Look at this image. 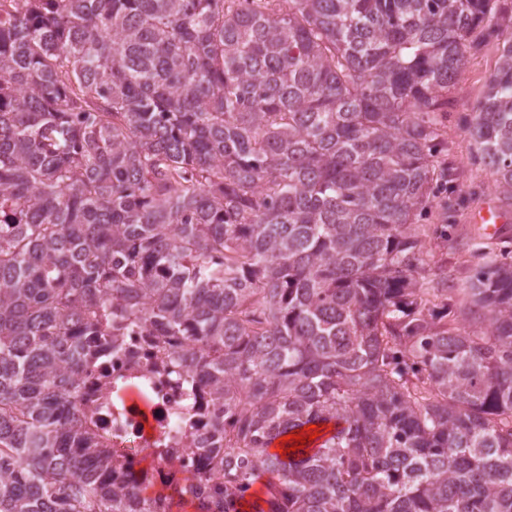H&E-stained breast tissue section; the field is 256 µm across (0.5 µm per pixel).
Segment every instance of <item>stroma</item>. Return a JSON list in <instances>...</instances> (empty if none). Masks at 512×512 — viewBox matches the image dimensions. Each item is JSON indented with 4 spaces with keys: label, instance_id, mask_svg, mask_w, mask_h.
I'll list each match as a JSON object with an SVG mask.
<instances>
[{
    "label": "stroma",
    "instance_id": "stroma-1",
    "mask_svg": "<svg viewBox=\"0 0 512 512\" xmlns=\"http://www.w3.org/2000/svg\"><path fill=\"white\" fill-rule=\"evenodd\" d=\"M502 12L495 30L483 35L479 45L469 49L448 93L441 127L448 146V162L454 179L447 192L435 199L419 229L425 273L419 287L428 289L432 303L455 298L458 288L475 274L485 256L512 252V222L500 236L488 238L475 224V214L489 203H499L495 170L476 158L467 123L482 100L490 75L496 70L504 43L512 40V0H500ZM437 224L451 225L448 237L433 234Z\"/></svg>",
    "mask_w": 512,
    "mask_h": 512
}]
</instances>
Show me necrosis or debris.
<instances>
[{
  "label": "necrosis or debris",
  "mask_w": 512,
  "mask_h": 512,
  "mask_svg": "<svg viewBox=\"0 0 512 512\" xmlns=\"http://www.w3.org/2000/svg\"><path fill=\"white\" fill-rule=\"evenodd\" d=\"M184 348L183 342H163L134 329L117 339L111 356L86 360L80 374L85 393L107 389L112 394L101 424L112 434L113 456L126 467L138 469L144 452L180 433L177 453L161 457L149 474L157 485L186 472H204L198 448L220 410L181 361Z\"/></svg>",
  "instance_id": "obj_1"
}]
</instances>
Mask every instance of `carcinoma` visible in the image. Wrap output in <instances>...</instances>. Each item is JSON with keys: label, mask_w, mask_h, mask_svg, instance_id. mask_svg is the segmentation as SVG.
Wrapping results in <instances>:
<instances>
[{"label": "carcinoma", "mask_w": 512, "mask_h": 512, "mask_svg": "<svg viewBox=\"0 0 512 512\" xmlns=\"http://www.w3.org/2000/svg\"><path fill=\"white\" fill-rule=\"evenodd\" d=\"M266 2L0 0V512H512V261L477 330L416 284L495 0ZM469 129L512 201V43ZM138 323L224 407L214 488L112 460L79 368Z\"/></svg>", "instance_id": "cac0c4a2"}]
</instances>
